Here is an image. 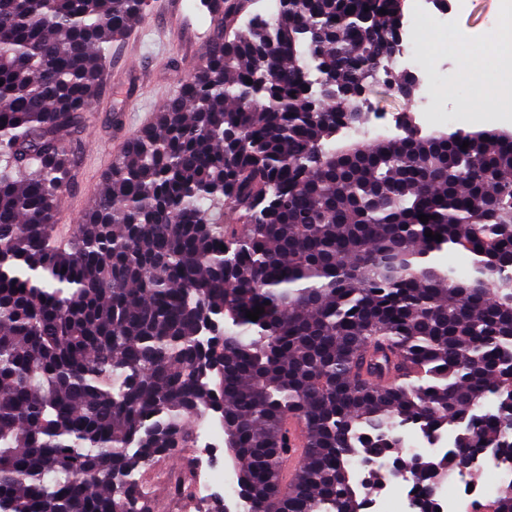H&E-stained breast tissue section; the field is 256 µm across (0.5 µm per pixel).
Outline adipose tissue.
Instances as JSON below:
<instances>
[{
    "label": "adipose tissue",
    "mask_w": 512,
    "mask_h": 512,
    "mask_svg": "<svg viewBox=\"0 0 512 512\" xmlns=\"http://www.w3.org/2000/svg\"><path fill=\"white\" fill-rule=\"evenodd\" d=\"M504 10L506 19L496 42L473 48L461 35L457 43L465 47L470 68L481 75L486 99L508 104L512 102V81L504 74L512 71V0H505Z\"/></svg>",
    "instance_id": "adipose-tissue-1"
}]
</instances>
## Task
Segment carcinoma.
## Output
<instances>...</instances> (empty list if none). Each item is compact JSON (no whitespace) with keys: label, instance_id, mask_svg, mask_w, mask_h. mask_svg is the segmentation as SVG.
Masks as SVG:
<instances>
[{"label":"carcinoma","instance_id":"cac0c4a2","mask_svg":"<svg viewBox=\"0 0 512 512\" xmlns=\"http://www.w3.org/2000/svg\"><path fill=\"white\" fill-rule=\"evenodd\" d=\"M149 7L0 0V512H151L136 474L211 413L247 512H363L386 473L353 459L451 425L455 451L410 458L435 512L462 457L507 442L512 136L327 145L389 72L401 3L279 0L216 36L63 236V142ZM446 248L467 276L429 260ZM288 435L290 438V452L288 454V473L299 463L303 455V432L299 424L294 421L288 423Z\"/></svg>","mask_w":512,"mask_h":512}]
</instances>
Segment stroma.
<instances>
[{
  "instance_id": "35a3bbf8",
  "label": "stroma",
  "mask_w": 512,
  "mask_h": 512,
  "mask_svg": "<svg viewBox=\"0 0 512 512\" xmlns=\"http://www.w3.org/2000/svg\"><path fill=\"white\" fill-rule=\"evenodd\" d=\"M164 5L165 0H152L150 11L134 26L131 36L112 46L105 88L87 114L74 175L61 200L62 207L69 210L66 225L80 223L123 143L153 119L175 94L180 81L190 74L194 61L203 60L209 52L202 46L194 60L185 59L166 25ZM446 13L448 33L438 36L434 56L444 64L450 81L432 88L442 99L438 111L421 113L413 101L394 88L374 82L367 96L369 106L363 125L375 135H398L396 119L406 113L425 134L456 129L512 132V108L488 103L471 109V102L481 95L478 79L468 71L461 51L449 46L450 35L457 32L466 33L479 44H489L491 30L501 20V0H447ZM193 464L194 449L189 446L179 456L159 460L143 473L155 503L165 504L167 512H193L183 498L171 494L164 482L170 473Z\"/></svg>"
}]
</instances>
